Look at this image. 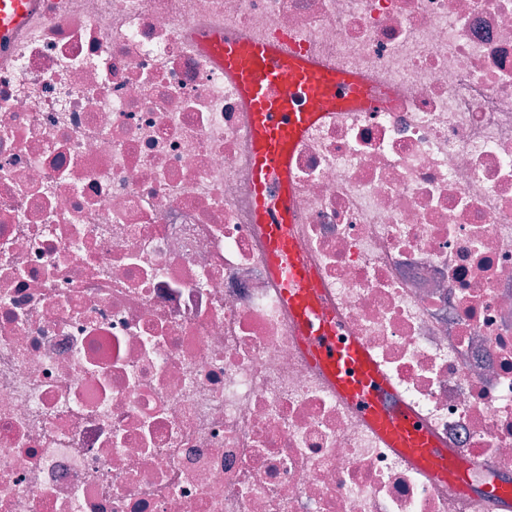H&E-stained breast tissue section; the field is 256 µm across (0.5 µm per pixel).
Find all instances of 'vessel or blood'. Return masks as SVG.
I'll return each instance as SVG.
<instances>
[{
  "label": "vessel or blood",
  "instance_id": "obj_1",
  "mask_svg": "<svg viewBox=\"0 0 512 512\" xmlns=\"http://www.w3.org/2000/svg\"><path fill=\"white\" fill-rule=\"evenodd\" d=\"M40 0H0V49L32 27ZM235 84L251 114L257 214L269 240L268 266L294 311L296 334L312 362L369 429L405 461L436 480L471 492V460L442 442L403 402L369 347L343 334L321 304L317 281L294 248L293 157L297 144L341 109L369 110L378 97L346 70L325 68L282 41L246 43L212 34L201 44Z\"/></svg>",
  "mask_w": 512,
  "mask_h": 512
}]
</instances>
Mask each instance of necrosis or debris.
<instances>
[{"mask_svg":"<svg viewBox=\"0 0 512 512\" xmlns=\"http://www.w3.org/2000/svg\"><path fill=\"white\" fill-rule=\"evenodd\" d=\"M216 30L384 97L297 146L294 246L473 487L512 479V0H45L0 62V512H476L297 341Z\"/></svg>","mask_w":512,"mask_h":512,"instance_id":"necrosis-or-debris-1","label":"necrosis or debris"}]
</instances>
